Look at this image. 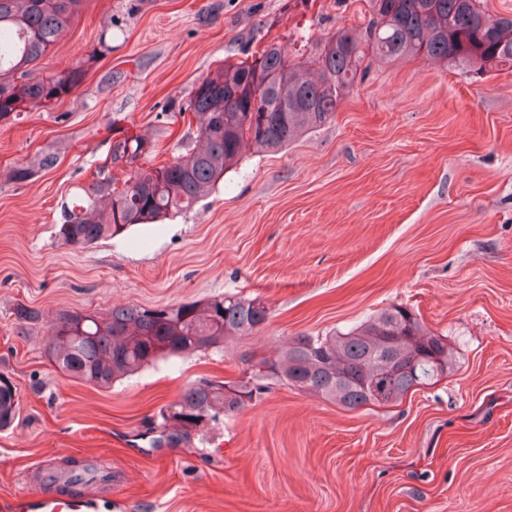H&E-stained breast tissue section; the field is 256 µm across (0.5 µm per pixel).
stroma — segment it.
Here are the masks:
<instances>
[{"mask_svg": "<svg viewBox=\"0 0 512 512\" xmlns=\"http://www.w3.org/2000/svg\"><path fill=\"white\" fill-rule=\"evenodd\" d=\"M365 0H83L39 77L85 65L70 94L0 119V512L74 495L93 512H512V70L472 77L423 56L372 62L334 116L285 149H246L184 214L86 248L57 236L121 119L153 130L221 61L277 41L305 61ZM59 164L11 168L51 143ZM268 321L223 349L161 360L103 390L49 358L65 310L216 295ZM401 305L448 342L450 369L399 403L350 410L264 379L236 415L155 444L200 381L233 386L297 336ZM37 321L19 324L20 308ZM16 389L14 385L0 378V429L10 427L17 415Z\"/></svg>", "mask_w": 512, "mask_h": 512, "instance_id": "1", "label": "stroma"}]
</instances>
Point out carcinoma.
<instances>
[{
  "instance_id": "1",
  "label": "carcinoma",
  "mask_w": 512,
  "mask_h": 512,
  "mask_svg": "<svg viewBox=\"0 0 512 512\" xmlns=\"http://www.w3.org/2000/svg\"><path fill=\"white\" fill-rule=\"evenodd\" d=\"M83 0H0V119L15 116L29 101L50 102L69 94L83 79L78 65L59 75H36L41 60L67 30ZM361 38L339 28L316 47L310 61L296 62L267 43L246 58L217 66L195 88L180 114H190L200 149L188 148L171 161L144 167L157 155L159 139L142 133L115 135L107 165H126L133 176L119 183L100 169L89 193L63 210L59 236L87 247L139 224H155L191 209L209 194L224 171L239 160L245 144L276 152L330 120L370 58L396 60L426 55L483 74L512 69V18L498 16L479 31L486 16L480 0H366ZM59 148L49 147L12 169L15 182L52 168ZM258 298L214 296L203 303L114 308L105 315L64 311L52 328L49 356L71 377L101 389L159 360L214 349L229 336H247L268 320ZM414 368L407 369L408 365ZM272 373L300 389L357 409L389 405L409 392L435 384L449 370L448 344L409 309L393 306L346 332L297 336L272 362ZM220 383L194 385L163 408L161 437L181 442L207 421L237 413L244 397ZM17 415L16 389L0 378V429ZM174 426V432L165 428Z\"/></svg>"
}]
</instances>
